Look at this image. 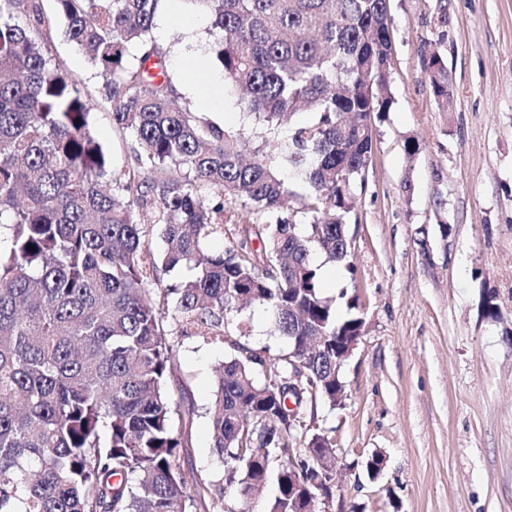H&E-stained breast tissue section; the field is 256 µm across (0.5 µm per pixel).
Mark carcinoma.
<instances>
[{"instance_id":"cac0c4a2","label":"carcinoma","mask_w":512,"mask_h":512,"mask_svg":"<svg viewBox=\"0 0 512 512\" xmlns=\"http://www.w3.org/2000/svg\"><path fill=\"white\" fill-rule=\"evenodd\" d=\"M161 2L54 0L48 12L42 0H0V512H191L205 500L211 481L188 486L178 463L199 409L170 388L189 338L233 351L204 410L226 483L252 492L275 471L264 512H294L288 449L318 430L288 419V354L251 346L234 315L263 305L285 338L364 328L323 297L311 247L349 256L369 114L390 104L389 0H179L211 20L252 149L253 137L170 98L151 37ZM59 25L108 76L112 125L134 143L125 170L91 129V98L53 61ZM423 64L448 111L444 58L433 50ZM304 108L313 121L282 134ZM282 169L309 188L302 229L282 217ZM227 203L241 207L238 233ZM334 370V351L305 368L306 404L336 406L323 388ZM293 475L300 489L317 478L302 462Z\"/></svg>"}]
</instances>
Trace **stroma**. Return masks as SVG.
<instances>
[{"instance_id":"35a3bbf8","label":"stroma","mask_w":512,"mask_h":512,"mask_svg":"<svg viewBox=\"0 0 512 512\" xmlns=\"http://www.w3.org/2000/svg\"><path fill=\"white\" fill-rule=\"evenodd\" d=\"M388 111L372 116L373 156L356 194L348 265L316 256L322 293L364 334L340 377L338 407L314 424L336 446L331 512H512V0H390ZM176 104L199 111L180 28L156 23ZM448 65L440 111L423 68ZM51 53L94 102L91 125L115 169L132 138L112 126L106 78L62 31ZM415 141V157L406 153ZM228 348L185 340L178 374L195 405L213 394ZM188 473L207 476L225 512H262L276 480L249 496L225 487L210 424L195 418ZM383 459L378 479L365 469Z\"/></svg>"}]
</instances>
